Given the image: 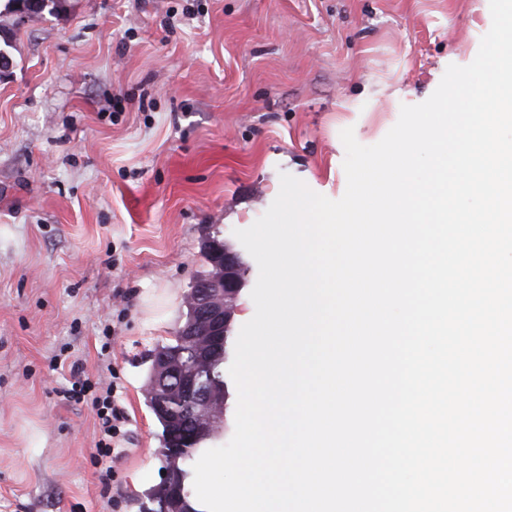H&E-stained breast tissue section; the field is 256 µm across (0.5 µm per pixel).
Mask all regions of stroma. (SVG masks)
Returning <instances> with one entry per match:
<instances>
[{
  "instance_id": "1",
  "label": "stroma",
  "mask_w": 512,
  "mask_h": 512,
  "mask_svg": "<svg viewBox=\"0 0 512 512\" xmlns=\"http://www.w3.org/2000/svg\"><path fill=\"white\" fill-rule=\"evenodd\" d=\"M489 0H62L20 18L0 79V512H151L164 433L146 398L206 269L281 174L340 199V133L378 143L477 55ZM80 360L128 414L111 497Z\"/></svg>"
}]
</instances>
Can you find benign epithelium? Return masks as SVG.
I'll use <instances>...</instances> for the list:
<instances>
[{"mask_svg": "<svg viewBox=\"0 0 512 512\" xmlns=\"http://www.w3.org/2000/svg\"><path fill=\"white\" fill-rule=\"evenodd\" d=\"M208 245L214 264L220 270L219 278L200 284L202 292L191 300L192 318L180 327V334L198 350L206 344H221L232 319L228 306L234 303L243 287L239 276L241 254L212 238Z\"/></svg>", "mask_w": 512, "mask_h": 512, "instance_id": "7a95c632", "label": "benign epithelium"}]
</instances>
